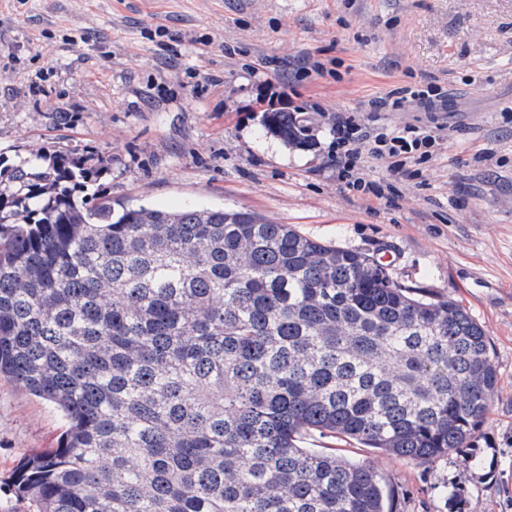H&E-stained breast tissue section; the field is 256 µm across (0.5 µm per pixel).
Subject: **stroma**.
<instances>
[{
  "mask_svg": "<svg viewBox=\"0 0 512 512\" xmlns=\"http://www.w3.org/2000/svg\"><path fill=\"white\" fill-rule=\"evenodd\" d=\"M331 59L337 75L308 67ZM414 82L448 92L437 155L418 177L370 163L392 203L349 192L327 156L332 123ZM274 108L306 113L304 145L267 133ZM511 109L512 0H0L1 154L101 155L115 200L256 211L385 258L392 281L483 324L499 384L470 447L428 464L304 439L371 462L394 512H512ZM63 426L0 378V512H28L12 469Z\"/></svg>",
  "mask_w": 512,
  "mask_h": 512,
  "instance_id": "1",
  "label": "stroma"
}]
</instances>
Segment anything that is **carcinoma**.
<instances>
[{
  "label": "carcinoma",
  "instance_id": "obj_1",
  "mask_svg": "<svg viewBox=\"0 0 512 512\" xmlns=\"http://www.w3.org/2000/svg\"><path fill=\"white\" fill-rule=\"evenodd\" d=\"M263 125L304 141L287 112ZM108 169L0 157V376L66 424L14 470L32 512H393L371 464L304 437L470 446L498 373L463 306L251 210L115 203Z\"/></svg>",
  "mask_w": 512,
  "mask_h": 512
}]
</instances>
